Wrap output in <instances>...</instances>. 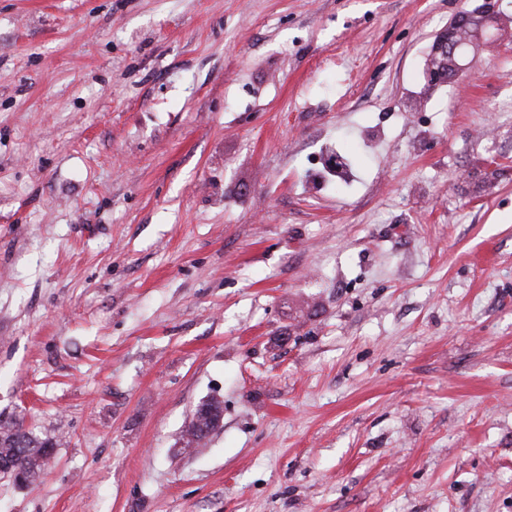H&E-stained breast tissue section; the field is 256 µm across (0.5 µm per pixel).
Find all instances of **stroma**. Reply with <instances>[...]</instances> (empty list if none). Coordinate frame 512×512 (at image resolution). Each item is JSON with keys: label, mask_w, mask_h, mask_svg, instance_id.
Masks as SVG:
<instances>
[{"label": "stroma", "mask_w": 512, "mask_h": 512, "mask_svg": "<svg viewBox=\"0 0 512 512\" xmlns=\"http://www.w3.org/2000/svg\"><path fill=\"white\" fill-rule=\"evenodd\" d=\"M498 3L0 0V512H512ZM483 3L478 5L472 10L462 11L449 25L448 29L440 33L432 46V53L435 57V64L430 66L425 71V79L430 86L441 85L448 82V67L447 70L443 69L448 63V57L451 61L449 67L453 69L455 76L467 71L473 64L475 53L477 54L478 47L482 42L485 31L497 15L495 12L498 8V3L495 0H483ZM463 30L469 32V38L466 41H459ZM463 43L467 48V62L460 64L458 59L461 53L456 54L458 48H462ZM450 51V55L448 54ZM472 55V56H471ZM437 57L445 61H439ZM222 408L217 402H203L185 427V445L191 448L204 440L218 425ZM55 442L26 432L20 424H0V474L16 483L36 480L53 456ZM23 474V475H22Z\"/></svg>", "instance_id": "stroma-1"}]
</instances>
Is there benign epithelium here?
Here are the masks:
<instances>
[{
  "instance_id": "benign-epithelium-1",
  "label": "benign epithelium",
  "mask_w": 512,
  "mask_h": 512,
  "mask_svg": "<svg viewBox=\"0 0 512 512\" xmlns=\"http://www.w3.org/2000/svg\"><path fill=\"white\" fill-rule=\"evenodd\" d=\"M497 8V0H483L474 9L461 12L448 25V29L438 35L432 46L437 61L425 71L429 85L448 82V69H444L446 65L457 76L470 68L487 27L494 22Z\"/></svg>"
}]
</instances>
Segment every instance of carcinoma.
<instances>
[{
	"mask_svg": "<svg viewBox=\"0 0 512 512\" xmlns=\"http://www.w3.org/2000/svg\"><path fill=\"white\" fill-rule=\"evenodd\" d=\"M222 408L217 402L197 407L185 427V445L191 448L218 425ZM55 442L25 431L20 424H0V475L11 478L21 473L26 481L36 480L53 456Z\"/></svg>",
	"mask_w": 512,
	"mask_h": 512,
	"instance_id": "1",
	"label": "carcinoma"
}]
</instances>
